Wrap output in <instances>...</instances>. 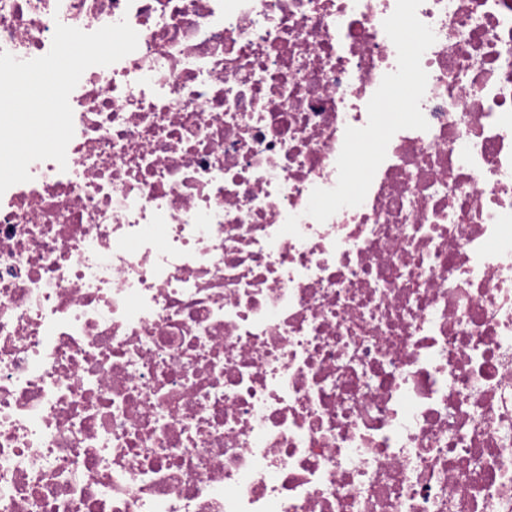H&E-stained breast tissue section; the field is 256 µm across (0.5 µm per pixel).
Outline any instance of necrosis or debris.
Wrapping results in <instances>:
<instances>
[{
	"instance_id": "1",
	"label": "necrosis or debris",
	"mask_w": 512,
	"mask_h": 512,
	"mask_svg": "<svg viewBox=\"0 0 512 512\" xmlns=\"http://www.w3.org/2000/svg\"><path fill=\"white\" fill-rule=\"evenodd\" d=\"M122 20L0 195V512H512V0H0V52Z\"/></svg>"
}]
</instances>
